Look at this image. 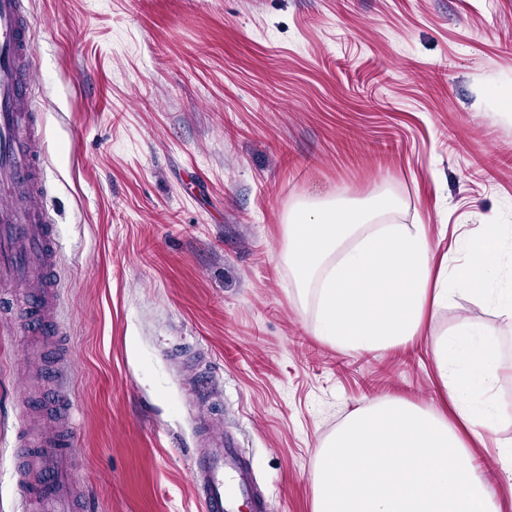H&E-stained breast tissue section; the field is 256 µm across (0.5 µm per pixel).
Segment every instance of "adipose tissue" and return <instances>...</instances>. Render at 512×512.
Masks as SVG:
<instances>
[{
  "label": "adipose tissue",
  "mask_w": 512,
  "mask_h": 512,
  "mask_svg": "<svg viewBox=\"0 0 512 512\" xmlns=\"http://www.w3.org/2000/svg\"><path fill=\"white\" fill-rule=\"evenodd\" d=\"M389 201L370 207L315 202L290 213L285 257L301 304H313L314 333L350 350L377 351L420 335L468 293L512 321V261L502 259L508 224L485 223L455 263L435 261L423 224H384ZM443 405L401 400L349 414L317 449L312 512H500L472 462L468 437L498 442L499 337L468 317L438 336L433 353Z\"/></svg>",
  "instance_id": "1"
}]
</instances>
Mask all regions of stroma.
Instances as JSON below:
<instances>
[{"label": "stroma", "instance_id": "stroma-1", "mask_svg": "<svg viewBox=\"0 0 512 512\" xmlns=\"http://www.w3.org/2000/svg\"><path fill=\"white\" fill-rule=\"evenodd\" d=\"M62 340L23 358L0 304V512L14 440L70 357L83 512H201L199 420L249 459L268 512H312L314 450L366 403L441 407L435 341L345 350L314 334L283 217L341 196L396 207L445 252L512 225V0H31ZM472 456L512 512V475Z\"/></svg>", "mask_w": 512, "mask_h": 512}]
</instances>
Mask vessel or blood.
<instances>
[{"mask_svg":"<svg viewBox=\"0 0 512 512\" xmlns=\"http://www.w3.org/2000/svg\"><path fill=\"white\" fill-rule=\"evenodd\" d=\"M31 17L26 0H0V285H31L35 334L48 336L59 325L60 291L42 281L58 270L56 226L45 205V146L40 134V104L33 90ZM16 462L28 477L25 494H37L43 512H78L74 459L53 436L37 444L19 441ZM193 488L205 512H267L256 493L251 466L224 436L201 453Z\"/></svg>","mask_w":512,"mask_h":512,"instance_id":"b4317fda","label":"vessel or blood"}]
</instances>
